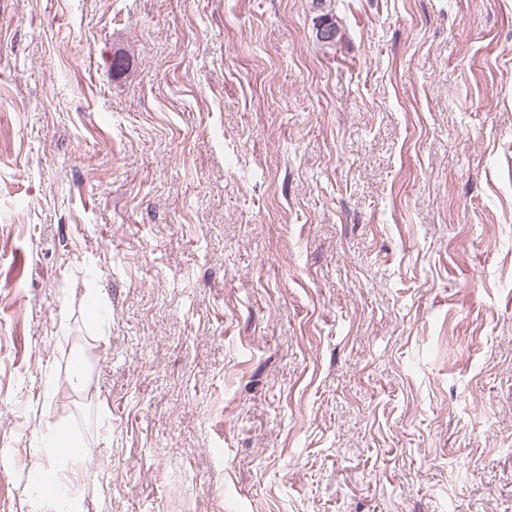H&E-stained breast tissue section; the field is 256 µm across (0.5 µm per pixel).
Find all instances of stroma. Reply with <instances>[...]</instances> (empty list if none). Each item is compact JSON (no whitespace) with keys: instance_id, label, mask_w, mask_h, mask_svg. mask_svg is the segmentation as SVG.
<instances>
[{"instance_id":"35a3bbf8","label":"stroma","mask_w":512,"mask_h":512,"mask_svg":"<svg viewBox=\"0 0 512 512\" xmlns=\"http://www.w3.org/2000/svg\"><path fill=\"white\" fill-rule=\"evenodd\" d=\"M330 6L0 0V512H512V0ZM326 1L327 0H316V4L319 5L320 11H321V14L318 17L319 18L326 17V18L333 20L332 25L334 26V30H335V38H334V30L330 26L329 22L318 23L316 26V34H317L318 39H320L323 42L332 41L333 38H334L333 41H336L339 36V33H340V28L336 22V17L332 13V9L327 10V7H325ZM333 41L330 43H324V45H331L334 43ZM40 441L41 453L55 464L42 471V482L30 485L35 502L39 506L48 503L54 512H85L75 474L83 457L81 448H88V445L69 427L59 423L46 424Z\"/></svg>"}]
</instances>
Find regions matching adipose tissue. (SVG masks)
I'll return each mask as SVG.
<instances>
[{
  "label": "adipose tissue",
  "instance_id": "obj_1",
  "mask_svg": "<svg viewBox=\"0 0 512 512\" xmlns=\"http://www.w3.org/2000/svg\"><path fill=\"white\" fill-rule=\"evenodd\" d=\"M40 441L41 453L50 458L53 465L45 471L42 482L31 486L35 502L49 504L53 512H85L83 496L75 482L84 441L59 423L45 425Z\"/></svg>",
  "mask_w": 512,
  "mask_h": 512
}]
</instances>
